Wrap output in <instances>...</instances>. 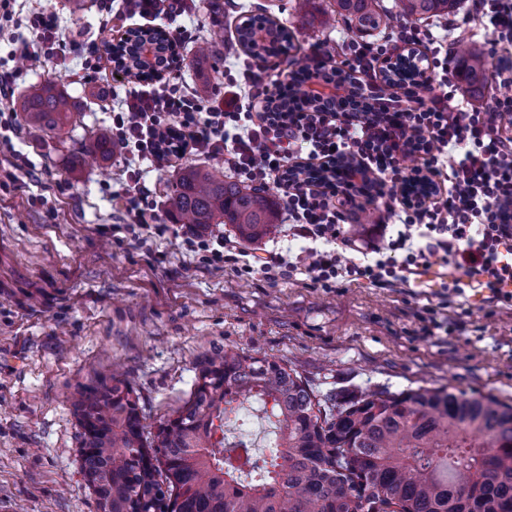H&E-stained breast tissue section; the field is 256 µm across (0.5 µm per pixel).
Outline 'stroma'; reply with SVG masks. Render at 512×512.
Instances as JSON below:
<instances>
[{
	"label": "stroma",
	"mask_w": 512,
	"mask_h": 512,
	"mask_svg": "<svg viewBox=\"0 0 512 512\" xmlns=\"http://www.w3.org/2000/svg\"><path fill=\"white\" fill-rule=\"evenodd\" d=\"M239 2L209 63L167 71V81L223 86L226 60L242 53L235 26L247 14L291 32L294 50L254 62L283 82L310 45L337 55L355 34L343 22L323 27L331 0ZM12 7L52 11L81 42L102 38L97 0L79 12L71 0ZM11 49L0 35V64L16 71V92L50 79L85 108L59 133L21 125L11 145L0 144V506L99 512L81 472L70 396L117 368L151 432L186 404L199 361L219 350L286 363L319 396L444 388L512 404V306L470 290L439 309L438 328L423 334L418 314L438 302L440 267L408 287L361 281L327 291L303 275L270 284L200 264L173 231L137 239L119 232L125 217L112 193L126 154L100 167L73 150L111 127V109L80 80L68 51L30 68Z\"/></svg>",
	"instance_id": "stroma-1"
}]
</instances>
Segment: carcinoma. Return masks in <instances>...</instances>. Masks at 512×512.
I'll use <instances>...</instances> for the list:
<instances>
[{
  "label": "carcinoma",
  "instance_id": "obj_1",
  "mask_svg": "<svg viewBox=\"0 0 512 512\" xmlns=\"http://www.w3.org/2000/svg\"><path fill=\"white\" fill-rule=\"evenodd\" d=\"M461 0H398L408 19L448 16ZM342 20L369 34L384 21L381 0H333L325 24ZM258 57L276 56L288 31L267 20L237 30ZM467 89L482 93L489 56L458 51ZM319 101L297 88L278 111ZM26 124L62 131L80 111L50 81L31 85L20 101ZM117 149L99 131L76 153L108 161ZM175 224L197 230L231 224L254 241L278 219V203L224 174L184 168L168 198ZM271 404L278 443L268 466H239L224 446V420L245 400ZM138 398L114 374L79 384L72 405L82 429L81 471L93 478L108 512H369L380 503L396 512H512V406L493 396L417 390L392 396L315 399L286 364L224 351L199 363L190 400L163 430L145 434Z\"/></svg>",
  "mask_w": 512,
  "mask_h": 512
}]
</instances>
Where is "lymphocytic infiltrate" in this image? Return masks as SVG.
Masks as SVG:
<instances>
[{"instance_id": "f902f5d3", "label": "lymphocytic infiltrate", "mask_w": 512, "mask_h": 512, "mask_svg": "<svg viewBox=\"0 0 512 512\" xmlns=\"http://www.w3.org/2000/svg\"><path fill=\"white\" fill-rule=\"evenodd\" d=\"M123 2L121 13H111L106 2L101 6L107 22L119 28L137 17L173 23L196 13V0ZM25 22L34 39L16 42L15 57H53L66 40L55 15L33 11ZM462 25L471 36H482L489 50L511 47L512 0H470ZM450 29L447 22L403 20L388 39L349 40L338 60L311 46L309 77L328 69L350 73L371 100L368 112L355 111L350 97L329 99L317 112L273 111L278 80L262 77L246 59L207 102L178 85L149 86L117 69L112 80L124 96L113 115L112 139L125 153L154 162L161 158L160 135L172 130L180 141L175 159L220 157L241 184L276 183L289 231L313 243L295 260L280 253L260 257L223 234L191 230L182 242L199 263L271 283L304 274L326 289L360 279L389 288L437 264L444 270L442 302L474 283L489 300L512 304V68L490 73L510 95L484 106L468 100L458 84L454 46L445 37ZM410 51L432 59L420 87L382 93L387 64ZM411 154L420 158L419 167L404 165ZM423 174L437 179L433 194L421 204L407 203L403 186ZM114 198L130 219L128 233L168 232L140 170H127ZM360 198L384 210L377 228L383 240L372 247L374 260L364 264L346 256L353 241L345 227L356 222Z\"/></svg>"}]
</instances>
